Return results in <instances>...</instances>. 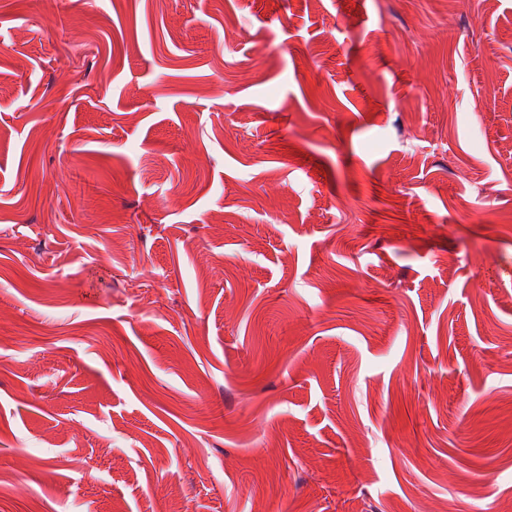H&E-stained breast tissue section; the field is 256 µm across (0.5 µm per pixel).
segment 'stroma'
<instances>
[{
    "label": "stroma",
    "mask_w": 512,
    "mask_h": 512,
    "mask_svg": "<svg viewBox=\"0 0 512 512\" xmlns=\"http://www.w3.org/2000/svg\"><path fill=\"white\" fill-rule=\"evenodd\" d=\"M188 506L512 512V0H0V512Z\"/></svg>",
    "instance_id": "obj_1"
}]
</instances>
